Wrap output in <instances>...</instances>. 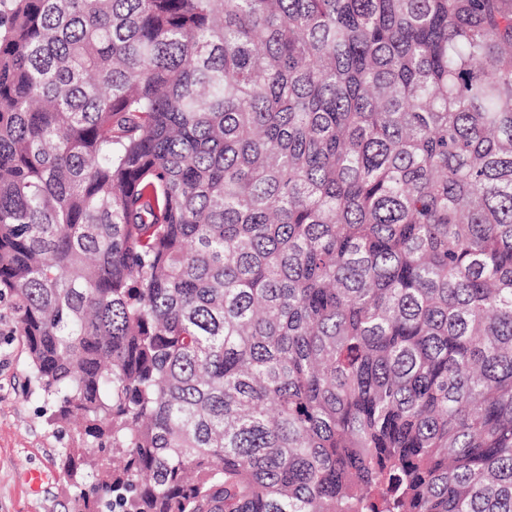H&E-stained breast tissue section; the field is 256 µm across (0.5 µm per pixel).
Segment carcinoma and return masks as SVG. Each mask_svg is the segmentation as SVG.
Returning <instances> with one entry per match:
<instances>
[{"label": "carcinoma", "mask_w": 512, "mask_h": 512, "mask_svg": "<svg viewBox=\"0 0 512 512\" xmlns=\"http://www.w3.org/2000/svg\"><path fill=\"white\" fill-rule=\"evenodd\" d=\"M74 512H512V0H0V300Z\"/></svg>", "instance_id": "1"}]
</instances>
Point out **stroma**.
Instances as JSON below:
<instances>
[{
    "instance_id": "stroma-1",
    "label": "stroma",
    "mask_w": 512,
    "mask_h": 512,
    "mask_svg": "<svg viewBox=\"0 0 512 512\" xmlns=\"http://www.w3.org/2000/svg\"><path fill=\"white\" fill-rule=\"evenodd\" d=\"M10 329L0 320V512H72L59 456L75 432L47 426L42 401L23 395L24 355ZM34 470L45 475L36 490L27 480Z\"/></svg>"
}]
</instances>
